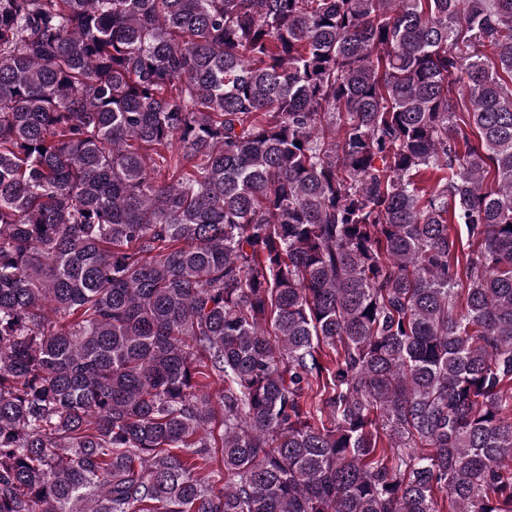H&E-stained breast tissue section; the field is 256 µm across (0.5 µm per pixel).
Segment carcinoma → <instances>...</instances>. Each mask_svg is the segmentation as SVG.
<instances>
[{
    "instance_id": "carcinoma-1",
    "label": "carcinoma",
    "mask_w": 512,
    "mask_h": 512,
    "mask_svg": "<svg viewBox=\"0 0 512 512\" xmlns=\"http://www.w3.org/2000/svg\"><path fill=\"white\" fill-rule=\"evenodd\" d=\"M511 224L512 0H0V512H512Z\"/></svg>"
}]
</instances>
